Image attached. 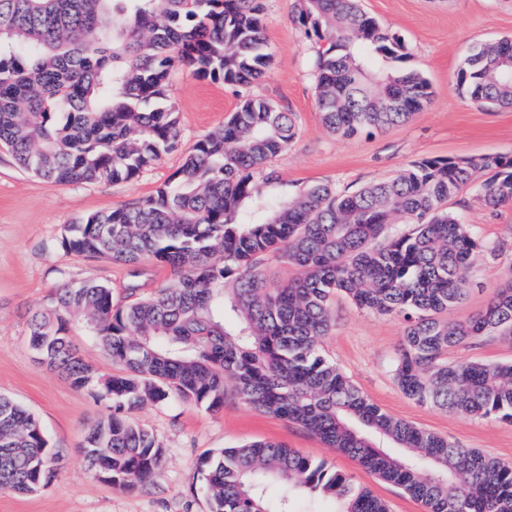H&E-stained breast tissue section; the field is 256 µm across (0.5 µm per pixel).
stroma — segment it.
Returning <instances> with one entry per match:
<instances>
[{"label":"stroma","mask_w":512,"mask_h":512,"mask_svg":"<svg viewBox=\"0 0 512 512\" xmlns=\"http://www.w3.org/2000/svg\"><path fill=\"white\" fill-rule=\"evenodd\" d=\"M272 63L250 94L267 98L296 116L298 135L272 163L280 182L297 193L323 181L350 192L387 178L409 162L492 154L512 157V109H479L457 91L458 71L471 48L489 39H512V0H361L363 8L405 41L407 67L418 69L433 94L409 122L384 132L342 137L329 132L316 109L313 59L317 44L293 21L295 0H263ZM170 100L179 114L177 147L136 179L123 183L52 185L19 169L0 147V395L31 411L64 467L49 486L32 494L0 489V512H209L198 465L207 452L256 441L281 442L301 456L327 462L358 487L383 500L389 512H426L401 487L363 469L351 457L326 447L301 427L257 411L227 396L220 411L192 402L148 403L131 417L165 450L152 479L128 490L90 470L81 448L86 430L112 411L97 390L79 388L40 365L29 344L28 320L64 283L99 281L112 288L114 306L129 301V285L149 296L170 278L153 257L125 265L107 256H76L60 245L64 225L95 212L135 203L164 184L185 152L221 128L239 102L223 80L181 69L170 76ZM479 186L462 192L454 209L482 242L471 268L474 290L451 313L464 319L482 309L512 277V205L495 210L478 199ZM332 326L321 350L375 404L390 415L512 464V423L421 406L394 380L404 321L376 315L336 297ZM68 335L97 372L116 366L80 318ZM458 361L512 362V338L486 336L449 351Z\"/></svg>","instance_id":"stroma-1"}]
</instances>
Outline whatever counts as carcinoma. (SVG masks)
Instances as JSON below:
<instances>
[{"instance_id": "1", "label": "carcinoma", "mask_w": 512, "mask_h": 512, "mask_svg": "<svg viewBox=\"0 0 512 512\" xmlns=\"http://www.w3.org/2000/svg\"><path fill=\"white\" fill-rule=\"evenodd\" d=\"M293 21L320 43L316 105L331 132L386 129L429 103L428 81L397 66L407 57L402 38L360 0H296ZM270 62L261 0H0V146L47 183L128 182L178 142L172 71L249 87ZM457 86L479 108H511L512 39L475 46ZM383 98L404 107L385 110ZM297 134L294 113L245 96L189 148L172 180L67 225L60 245L71 254L125 265L150 255L171 272V282L117 310L108 284L66 283L29 321L30 344L51 369L112 399V413L83 438L88 467L105 464L120 489L145 483L164 448L128 413L174 400L217 412L231 394L402 487L427 512H512V465L389 415L320 352L338 296L398 314L395 378L405 397L512 422V363L448 361V351L483 336H512L511 281L477 314L448 317L470 292L480 247L450 203L478 173L486 207L511 203L512 158H425L351 192L316 182L291 197L263 194L276 181L270 163ZM393 224L411 229L385 237ZM269 260L295 276L268 287ZM74 313L122 373L98 374L73 347ZM61 461L34 415L0 395V489L33 493ZM199 471L209 512H298L301 498L330 501L329 512H388L279 442L209 452Z\"/></svg>"}]
</instances>
